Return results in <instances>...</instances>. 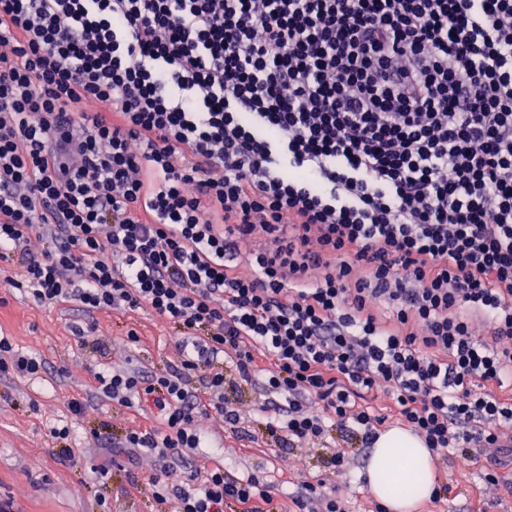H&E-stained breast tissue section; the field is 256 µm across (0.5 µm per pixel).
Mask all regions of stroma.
Returning <instances> with one entry per match:
<instances>
[{
  "mask_svg": "<svg viewBox=\"0 0 512 512\" xmlns=\"http://www.w3.org/2000/svg\"><path fill=\"white\" fill-rule=\"evenodd\" d=\"M92 324L96 333L77 336V328ZM131 329L139 335L134 344L126 338ZM0 333L45 364L34 380L0 375V497L12 498L21 512H100L103 500L112 512H160L148 492L130 490L131 478L144 483L163 470L158 462L142 458L132 465L121 456L106 483L95 479L98 438L118 441L151 414L149 407L128 408L103 396L95 375L113 368L164 370L178 358V331L143 310L89 314L75 300L39 307L14 290L0 302ZM225 395L240 407L241 422L233 430L213 419L202 421L207 445L198 449L191 466L221 461L229 474L257 477L281 503L303 481L321 480L326 492L344 500L347 512H369L373 498L361 479L368 449H350L342 476L325 467V450L317 444L281 456L265 432L264 415L256 411L263 394L240 382L226 388ZM74 398L85 405L77 416L68 409ZM62 421L69 424L70 437L52 438L50 428ZM500 461L498 489L480 496L476 489L484 484L483 465L468 467L453 456L438 459L440 482L451 491L440 502H422L417 512H512V456L501 455Z\"/></svg>",
  "mask_w": 512,
  "mask_h": 512,
  "instance_id": "35a3bbf8",
  "label": "stroma"
}]
</instances>
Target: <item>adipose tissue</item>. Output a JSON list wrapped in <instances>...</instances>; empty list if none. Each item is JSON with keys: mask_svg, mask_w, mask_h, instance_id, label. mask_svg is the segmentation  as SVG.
I'll return each mask as SVG.
<instances>
[{"mask_svg": "<svg viewBox=\"0 0 512 512\" xmlns=\"http://www.w3.org/2000/svg\"><path fill=\"white\" fill-rule=\"evenodd\" d=\"M401 461L392 488H385L383 474L393 461ZM373 497L387 512H414L437 485L433 455L411 432L391 428L380 433L372 445L366 465Z\"/></svg>", "mask_w": 512, "mask_h": 512, "instance_id": "1", "label": "adipose tissue"}]
</instances>
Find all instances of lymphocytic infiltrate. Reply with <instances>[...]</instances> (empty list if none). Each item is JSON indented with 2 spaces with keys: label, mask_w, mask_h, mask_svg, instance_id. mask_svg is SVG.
Masks as SVG:
<instances>
[{
  "label": "lymphocytic infiltrate",
  "mask_w": 512,
  "mask_h": 512,
  "mask_svg": "<svg viewBox=\"0 0 512 512\" xmlns=\"http://www.w3.org/2000/svg\"><path fill=\"white\" fill-rule=\"evenodd\" d=\"M2 260L38 305L180 329L164 372L96 377L153 413L122 452L205 447L239 381L280 450L339 474L332 433L367 448L390 415L441 457L507 449L512 0H0ZM148 486L173 512H346L220 463Z\"/></svg>",
  "instance_id": "obj_1"
}]
</instances>
